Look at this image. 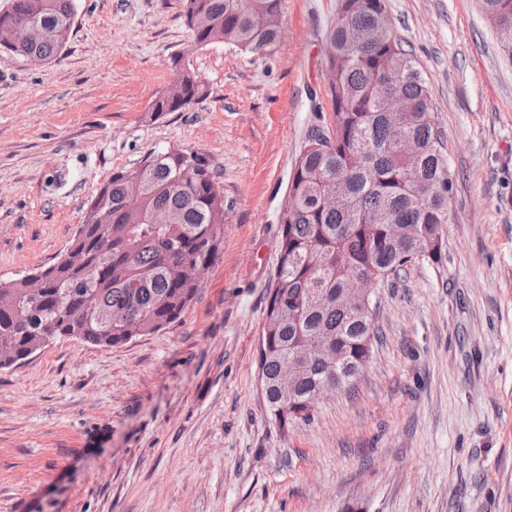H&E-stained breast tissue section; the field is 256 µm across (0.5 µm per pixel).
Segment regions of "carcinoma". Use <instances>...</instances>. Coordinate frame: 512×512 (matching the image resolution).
Wrapping results in <instances>:
<instances>
[{
	"label": "carcinoma",
	"mask_w": 512,
	"mask_h": 512,
	"mask_svg": "<svg viewBox=\"0 0 512 512\" xmlns=\"http://www.w3.org/2000/svg\"><path fill=\"white\" fill-rule=\"evenodd\" d=\"M477 2L512 59V0ZM183 13L196 48L268 53L282 33L284 0H183ZM75 16V0H12L0 13V47L51 61ZM327 41L332 116L313 129L292 173L258 357L267 412L285 432L310 420L306 401L326 380L353 387L381 335L373 316L337 306L336 295L354 275L382 284L414 260L440 263L454 186L422 69L397 38L387 0H338ZM171 65L153 118L208 95L187 56ZM391 96L411 106L397 121ZM219 195L213 163L192 149L154 150L113 172L66 252L40 270L39 297L24 274L0 279V369L41 351L51 336L116 346L180 321L200 288L196 270L215 262L224 240ZM159 214L165 223H155ZM319 336L333 338L341 371L311 352ZM305 349L290 405L280 368Z\"/></svg>",
	"instance_id": "cac0c4a2"
}]
</instances>
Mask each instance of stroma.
I'll list each match as a JSON object with an SVG mask.
<instances>
[{
  "label": "stroma",
  "instance_id": "obj_1",
  "mask_svg": "<svg viewBox=\"0 0 512 512\" xmlns=\"http://www.w3.org/2000/svg\"><path fill=\"white\" fill-rule=\"evenodd\" d=\"M387 7L446 136V257L379 288L354 389L285 432L258 338L289 178L332 113L336 0H285L268 54L192 49L182 0H76L55 60L0 50V279L57 262L113 170L152 150L209 156L226 209L179 322L0 369V512H512V62L477 0ZM176 53L209 94L151 119Z\"/></svg>",
  "mask_w": 512,
  "mask_h": 512
}]
</instances>
